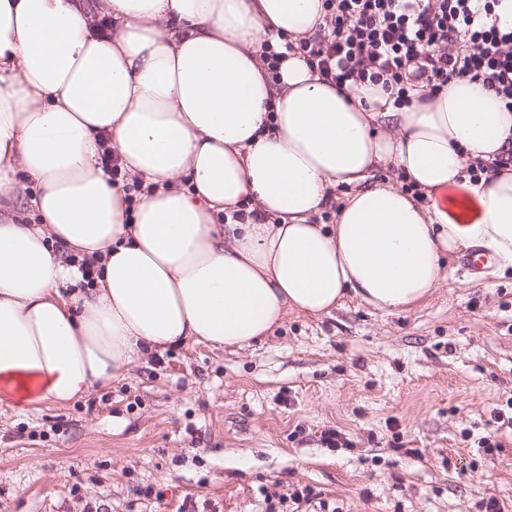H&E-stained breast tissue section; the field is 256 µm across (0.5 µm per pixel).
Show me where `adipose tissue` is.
I'll use <instances>...</instances> for the list:
<instances>
[{"label": "adipose tissue", "instance_id": "adipose-tissue-1", "mask_svg": "<svg viewBox=\"0 0 512 512\" xmlns=\"http://www.w3.org/2000/svg\"><path fill=\"white\" fill-rule=\"evenodd\" d=\"M323 0H0V404L62 407L184 344L346 296L393 313L445 256L512 268V112L457 81L396 109L285 44ZM286 57L269 77L261 45ZM110 145L127 196L98 162ZM390 166L414 192L376 183ZM37 190L24 192V180ZM333 225L312 223L333 188Z\"/></svg>", "mask_w": 512, "mask_h": 512}]
</instances>
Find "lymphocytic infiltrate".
Segmentation results:
<instances>
[{
    "label": "lymphocytic infiltrate",
    "instance_id": "1",
    "mask_svg": "<svg viewBox=\"0 0 512 512\" xmlns=\"http://www.w3.org/2000/svg\"><path fill=\"white\" fill-rule=\"evenodd\" d=\"M499 0H323V22L299 50L335 85L381 86L395 108L469 80L512 111V28Z\"/></svg>",
    "mask_w": 512,
    "mask_h": 512
}]
</instances>
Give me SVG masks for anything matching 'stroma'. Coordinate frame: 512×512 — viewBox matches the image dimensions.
Here are the masks:
<instances>
[{
  "mask_svg": "<svg viewBox=\"0 0 512 512\" xmlns=\"http://www.w3.org/2000/svg\"><path fill=\"white\" fill-rule=\"evenodd\" d=\"M445 263L405 311L349 296L65 407H1L0 512H512V271Z\"/></svg>",
  "mask_w": 512,
  "mask_h": 512,
  "instance_id": "stroma-1",
  "label": "stroma"
}]
</instances>
